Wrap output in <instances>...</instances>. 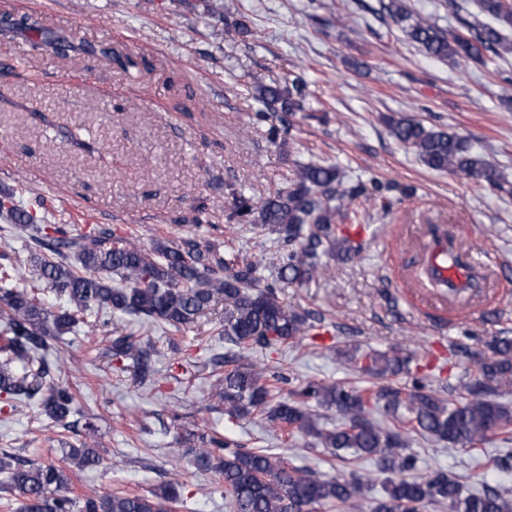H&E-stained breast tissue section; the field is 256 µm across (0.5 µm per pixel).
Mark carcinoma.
Here are the masks:
<instances>
[{
	"label": "carcinoma",
	"mask_w": 512,
	"mask_h": 512,
	"mask_svg": "<svg viewBox=\"0 0 512 512\" xmlns=\"http://www.w3.org/2000/svg\"><path fill=\"white\" fill-rule=\"evenodd\" d=\"M479 18L465 23L466 32L444 30L416 15L406 0H380L381 15L392 20L426 55L438 60H484L512 53V40L502 27L512 28V6L506 0H475ZM3 31L31 33L37 46L67 58L69 39L32 13L0 15ZM307 84L300 75L290 84L259 86L256 98L263 105L258 115L281 125L305 110ZM391 135L414 151L436 171L482 180L494 189L511 192L470 142L453 132L426 126L414 116L388 118ZM397 189L390 182L371 178L345 185L332 165L296 164L288 188L258 202L241 194L233 216L250 228L271 236L264 263L226 254L216 246L186 237L172 245L157 241L146 247L111 229L91 228L71 234L60 224L42 225L35 210L18 206L12 195L0 192V220L29 231L38 248L34 268L19 257L0 254V393L13 400V409L35 406L54 422L67 420L80 392L61 377L65 360L54 355L55 343L77 331L85 336L112 337V362L133 369L141 385H155L157 351L149 340H133L112 321L120 313L135 321L169 326L177 331L194 326L208 311L224 308L216 336L230 345L227 357L210 362L226 366L212 386L230 418L259 416L291 434L310 436L337 457L347 453L354 469L343 479H321L267 449L232 448L215 436L200 438L192 449L193 462L224 482L229 512H316L336 507L358 512L364 489L380 483L383 494L372 512H421L426 505L448 512H512V490L488 487L463 492L460 480L442 470L416 475L417 458L407 452L399 431L409 425L426 440L450 447L473 445L489 435L512 430V406L500 401L512 392V338L497 337L489 354L477 361L478 376L462 383L463 396L445 399L417 382L404 392L389 384L362 389L320 381L287 391L285 378L254 359L251 352L279 349L315 328L311 316L288 311L277 283L267 282L262 267L277 270L278 280L303 284L327 271L322 258L334 255L349 261L360 247L337 234L351 201L360 197L390 202L386 193ZM49 290L65 303L54 311L44 299ZM337 358L349 368L382 380L411 373L413 356L396 347L364 351L359 346L336 348ZM334 409L340 416L327 428L309 411L310 402ZM86 439L65 452V465L53 462L12 463L0 458L7 473V491L19 502L17 512H171L184 504L181 475L149 494L121 493L69 495L71 472L98 467L102 457L95 447L98 433L92 419L84 425ZM365 460L374 462L367 471Z\"/></svg>",
	"instance_id": "1"
}]
</instances>
